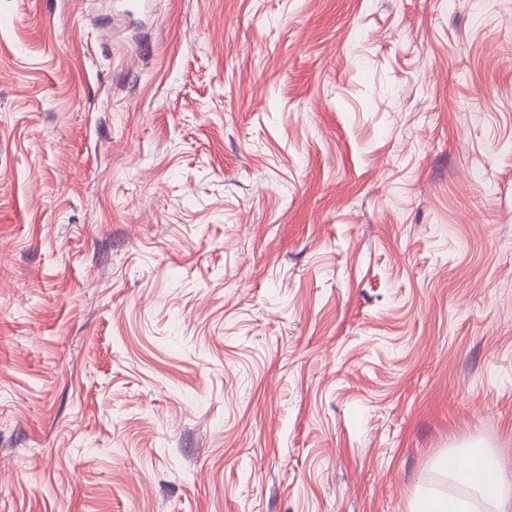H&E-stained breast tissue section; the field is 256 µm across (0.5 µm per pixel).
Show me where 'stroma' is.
Segmentation results:
<instances>
[{"label":"stroma","mask_w":512,"mask_h":512,"mask_svg":"<svg viewBox=\"0 0 512 512\" xmlns=\"http://www.w3.org/2000/svg\"><path fill=\"white\" fill-rule=\"evenodd\" d=\"M512 475V0H0V512H411ZM466 452L471 458H478L479 462H467L456 457V459L462 461L463 466L459 467V470H451L452 474L448 473V477L452 480L465 482V485L476 489L480 499L494 507L496 511H510L512 507V482L502 472L496 457L475 448H466ZM476 466L489 474L490 479L475 482L472 473Z\"/></svg>","instance_id":"1"}]
</instances>
